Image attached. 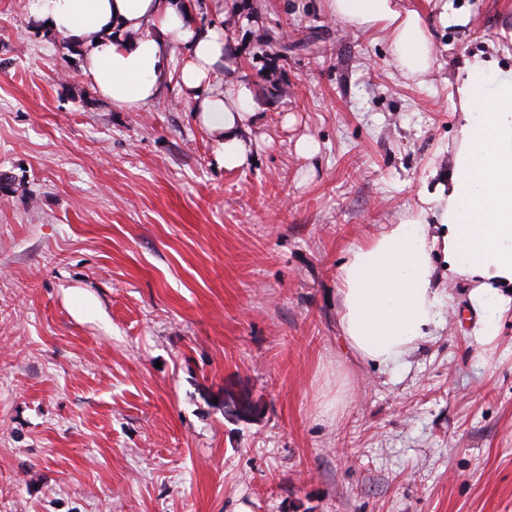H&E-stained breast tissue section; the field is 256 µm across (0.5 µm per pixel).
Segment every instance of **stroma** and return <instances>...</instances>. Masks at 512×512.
<instances>
[{"label":"stroma","mask_w":512,"mask_h":512,"mask_svg":"<svg viewBox=\"0 0 512 512\" xmlns=\"http://www.w3.org/2000/svg\"><path fill=\"white\" fill-rule=\"evenodd\" d=\"M233 2L261 117L224 171L175 81L115 110L0 0V512H512V312L477 345L471 286L446 283L396 368L337 321L349 250L449 165V76L512 54V0H452L451 26L408 0L437 49L420 85L322 0ZM228 388L261 414L226 416Z\"/></svg>","instance_id":"stroma-1"}]
</instances>
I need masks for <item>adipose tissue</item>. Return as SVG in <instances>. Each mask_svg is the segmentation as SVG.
Listing matches in <instances>:
<instances>
[{"instance_id": "obj_1", "label": "adipose tissue", "mask_w": 512, "mask_h": 512, "mask_svg": "<svg viewBox=\"0 0 512 512\" xmlns=\"http://www.w3.org/2000/svg\"><path fill=\"white\" fill-rule=\"evenodd\" d=\"M341 27L383 35L395 67L418 80L436 64L422 14L405 0H324ZM30 15L67 37L98 95L118 109L154 103L170 73L216 168L246 166L257 103L226 44L223 18L202 25L189 0H28ZM184 50L182 60L174 47ZM459 103L451 167L419 193L410 217L351 249L339 267L343 338L363 363L395 366L424 344L446 295L441 276L472 283L486 314L477 343L512 309V74L493 56L464 59L448 83Z\"/></svg>"}]
</instances>
